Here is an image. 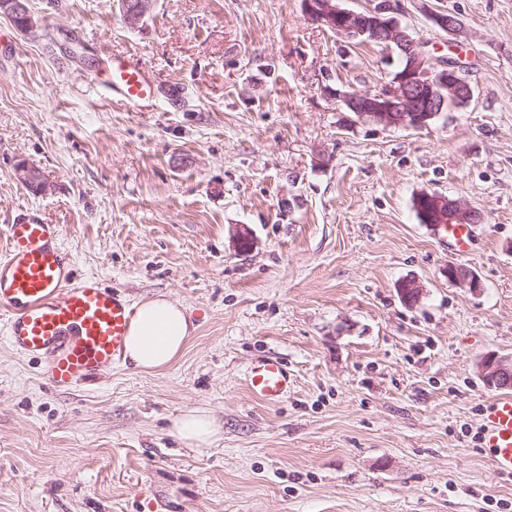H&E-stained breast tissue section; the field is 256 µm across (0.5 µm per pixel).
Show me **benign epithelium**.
<instances>
[{
	"mask_svg": "<svg viewBox=\"0 0 512 512\" xmlns=\"http://www.w3.org/2000/svg\"><path fill=\"white\" fill-rule=\"evenodd\" d=\"M306 15L349 42H376L386 51L399 50L403 59L400 68L390 73L389 79L374 92H350L323 87L326 95L339 102L349 121L394 128L422 129L435 120L448 101L468 104L473 88L460 75L459 65L446 60L438 66L431 62L423 44L416 41L391 16L390 4L382 0L365 11L345 8L341 0H303ZM154 0H121V13L130 28L139 27L150 14ZM0 14L10 18L23 16L25 33H32L37 23L28 8V0H0ZM433 24L442 31L456 35L461 30L460 20L452 13L436 12ZM15 178L25 187L39 194L52 191L53 184L42 169L23 161L15 167ZM416 205L425 222L432 225L477 224L482 216L455 198L436 191L416 194ZM448 279L475 290L480 287L473 272L462 265L448 266ZM399 292L408 304L419 301L423 288L415 280L400 283ZM485 384L495 390L512 389V356L490 354L480 364Z\"/></svg>",
	"mask_w": 512,
	"mask_h": 512,
	"instance_id": "7a95c632",
	"label": "benign epithelium"
}]
</instances>
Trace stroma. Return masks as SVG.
<instances>
[{
    "label": "stroma",
    "instance_id": "1",
    "mask_svg": "<svg viewBox=\"0 0 512 512\" xmlns=\"http://www.w3.org/2000/svg\"><path fill=\"white\" fill-rule=\"evenodd\" d=\"M389 4L474 89L420 130L345 122L323 86L374 91L392 67L303 0H155L137 29L118 0H29L34 37L0 16V245L20 218L61 225L77 274L195 325L169 367L66 391L0 337V512H512L471 438L496 395L481 360L512 355V0ZM433 11L460 18L459 48ZM112 53L150 73L156 111L86 81ZM24 160L51 192L15 179ZM423 190L481 213L468 253L419 222ZM264 355L295 379L277 405L246 386ZM189 409L212 447L172 435ZM219 430L215 421L205 410H191L174 421L173 435L190 448H209L217 438Z\"/></svg>",
    "mask_w": 512,
    "mask_h": 512
}]
</instances>
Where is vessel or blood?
<instances>
[{"instance_id":"obj_1","label":"vessel or blood","mask_w":512,"mask_h":512,"mask_svg":"<svg viewBox=\"0 0 512 512\" xmlns=\"http://www.w3.org/2000/svg\"><path fill=\"white\" fill-rule=\"evenodd\" d=\"M111 73L100 81L98 69L86 72L101 83L113 102L135 112L156 107V87L148 72L125 57H113ZM441 231L457 252H466L471 225L448 224ZM135 309L120 291L102 287L96 277H74V264L58 224L20 222L8 225L0 254V315L8 342L20 354L43 359L56 387L95 377L125 357V340ZM246 385L269 404L284 401L294 378L278 359L263 357L247 370ZM481 444L495 471L512 474V396L490 400L483 412Z\"/></svg>"}]
</instances>
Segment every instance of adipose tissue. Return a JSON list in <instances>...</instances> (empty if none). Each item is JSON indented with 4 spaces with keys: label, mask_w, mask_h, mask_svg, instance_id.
<instances>
[{
    "label": "adipose tissue",
    "mask_w": 512,
    "mask_h": 512,
    "mask_svg": "<svg viewBox=\"0 0 512 512\" xmlns=\"http://www.w3.org/2000/svg\"><path fill=\"white\" fill-rule=\"evenodd\" d=\"M194 327L186 308L171 299L155 297L141 302L129 328L125 355L145 372L170 366L183 352ZM219 430L203 410H191L174 422L173 434L192 448H208Z\"/></svg>",
    "instance_id": "1"
}]
</instances>
